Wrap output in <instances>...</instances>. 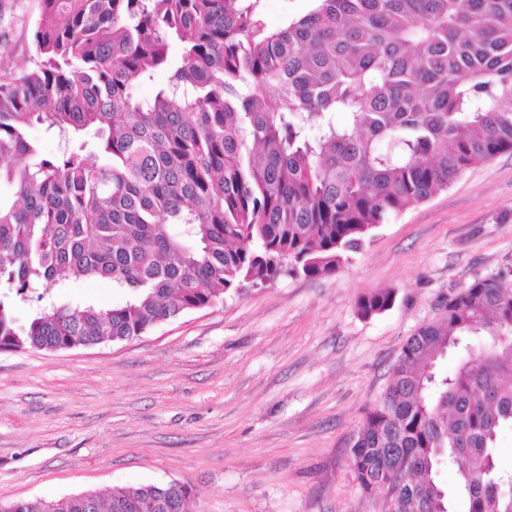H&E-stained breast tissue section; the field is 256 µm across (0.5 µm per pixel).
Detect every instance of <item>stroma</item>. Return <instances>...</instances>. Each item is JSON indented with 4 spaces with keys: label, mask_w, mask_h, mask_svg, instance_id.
<instances>
[{
    "label": "stroma",
    "mask_w": 512,
    "mask_h": 512,
    "mask_svg": "<svg viewBox=\"0 0 512 512\" xmlns=\"http://www.w3.org/2000/svg\"><path fill=\"white\" fill-rule=\"evenodd\" d=\"M40 0H0L34 54ZM512 268V153L379 225L335 273L226 292L133 340L0 351V504L173 481L192 512H385L350 438L441 300ZM393 289L364 317L357 298Z\"/></svg>",
    "instance_id": "stroma-1"
}]
</instances>
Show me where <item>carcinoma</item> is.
<instances>
[{"mask_svg": "<svg viewBox=\"0 0 512 512\" xmlns=\"http://www.w3.org/2000/svg\"><path fill=\"white\" fill-rule=\"evenodd\" d=\"M0 65V349L124 342L289 273L335 272L390 216L512 152V0H42ZM167 73L147 101L136 86ZM57 143L44 153L29 130ZM125 302L61 300L69 276ZM41 288L26 325L14 309ZM394 290L356 302L364 317ZM351 438L388 512H512V270L448 295ZM458 466L451 487L440 474ZM177 483L14 512H191ZM312 3L309 0H262L261 9L269 28L277 29L287 18L305 14Z\"/></svg>", "mask_w": 512, "mask_h": 512, "instance_id": "obj_1", "label": "carcinoma"}]
</instances>
